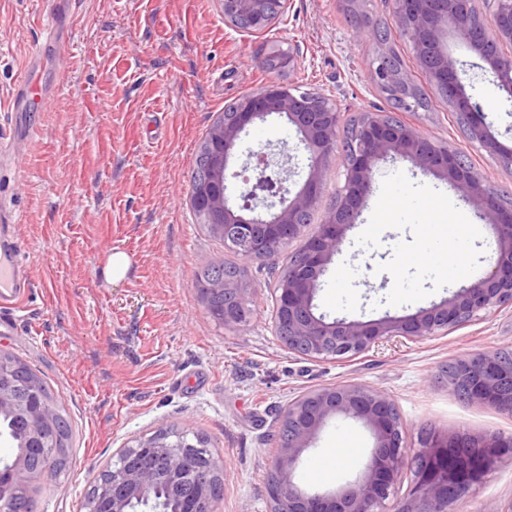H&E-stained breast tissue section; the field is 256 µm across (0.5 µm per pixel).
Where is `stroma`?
Listing matches in <instances>:
<instances>
[{
    "instance_id": "35a3bbf8",
    "label": "stroma",
    "mask_w": 512,
    "mask_h": 512,
    "mask_svg": "<svg viewBox=\"0 0 512 512\" xmlns=\"http://www.w3.org/2000/svg\"><path fill=\"white\" fill-rule=\"evenodd\" d=\"M52 9V0H0V138L12 129L11 93L42 50ZM364 9L369 22L362 26L342 0H290L268 31L255 34L225 23L219 0H75L65 22L69 37L43 71L44 83L58 89L29 113L37 134L27 151L0 159V201L17 218L13 232L32 281L23 317L0 335V349L45 382L72 431L66 470L31 492L36 512H83L93 477L116 449L162 428L208 438L223 463L215 512H270L281 413L302 392L326 385L388 394L410 454L425 433L451 428L512 437V414L459 398L440 375L462 355L512 348V304L444 336L313 359L286 349L274 327L276 288L300 240L276 261L248 262L252 311L243 327L215 321L194 287L207 263L239 261L190 206L197 151L225 105L272 80L260 61L276 50L299 56L284 83L327 95L351 118L391 112L370 68L388 46L429 100L402 120L433 142L459 148L503 204L512 203V165L469 140L465 119L419 69L391 0H365ZM378 24L389 29L387 43L375 38ZM476 89L486 124L503 148H512V116L491 75L478 76ZM267 147L287 154V187L298 191L308 157L295 129L268 119L242 134L237 151L243 158ZM433 195L473 227L459 245L466 277L494 262L493 229L447 180L407 161L384 164L321 281V312L361 321L399 316L458 289L459 280L434 263L409 260L428 252L429 238L448 236L428 223ZM115 251L125 252L131 266L114 285L103 269ZM373 443L362 422L329 420L300 457L296 480L312 485L316 460L353 454L355 465L326 482L339 486L358 474ZM488 503L512 506L511 453L449 512H482Z\"/></svg>"
}]
</instances>
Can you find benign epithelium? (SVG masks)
<instances>
[{
  "mask_svg": "<svg viewBox=\"0 0 512 512\" xmlns=\"http://www.w3.org/2000/svg\"><path fill=\"white\" fill-rule=\"evenodd\" d=\"M224 21L235 26L248 21L245 30L265 32L288 8V0H222ZM393 15L412 43L421 69L455 111L467 120L468 138L512 164V148L504 149L484 123L475 77L451 57L443 45L448 35L477 58L470 64L495 78L499 94L512 103V0H393ZM371 67L377 85L400 90L402 109L420 108L411 75L397 66L392 54L381 49ZM293 126L308 153V174L301 188L288 197L280 172L271 169L265 152H254L252 170L243 180L240 203L231 202L228 181L239 177L229 163L241 134L250 125L271 116ZM341 112L320 92H294L280 81L267 83L256 93L237 99L232 112L215 124L207 148L214 180L191 187L190 205L205 219L224 247L242 264L238 273L210 278L198 287L203 301L224 294V307L209 310L226 326L247 322L250 292L242 272L255 259L272 260L284 245L299 237L320 201L321 189L336 160L343 168L344 184L336 205L308 236L277 289L275 325L282 344L290 351L314 359L356 356L382 340H422L446 334L479 312L512 303V206L504 205L484 184L481 174L467 165L457 148L437 145L417 128L400 119L363 112L337 149ZM407 160L425 173L448 181L468 201L486 224L493 227L497 250L494 263L453 295L429 308L371 321L328 320L317 312L320 279L332 258L341 252L345 231L354 226L360 206L373 188L377 164ZM17 368L0 360V414L28 415L34 427L27 448L8 463L7 479L27 490L46 476L26 465L30 454L41 452L40 428L51 415L35 397L20 404L14 395ZM448 389L463 398L512 412V350L476 352L458 358L448 367ZM364 421L375 443L360 476L328 491L309 490L295 481L299 456L331 417ZM279 452L273 464L270 512H380L393 494L405 464L400 417L390 397L356 384L311 390L288 404L281 417ZM188 433L165 431L118 449L110 466L94 478L85 512H132L139 505L157 510L153 496L158 472L178 483L186 477ZM512 438L471 436L456 429L426 436L410 458L415 482L400 512H448V506L471 492L498 466ZM203 460L202 483L197 491L179 499L175 512H203L213 502L210 483L221 465L208 452Z\"/></svg>",
  "mask_w": 512,
  "mask_h": 512,
  "instance_id": "obj_1",
  "label": "benign epithelium"
}]
</instances>
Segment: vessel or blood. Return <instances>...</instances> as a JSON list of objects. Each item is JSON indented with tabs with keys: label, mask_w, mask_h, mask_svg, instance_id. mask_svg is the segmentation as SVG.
Returning a JSON list of instances; mask_svg holds the SVG:
<instances>
[{
	"label": "vessel or blood",
	"mask_w": 512,
	"mask_h": 512,
	"mask_svg": "<svg viewBox=\"0 0 512 512\" xmlns=\"http://www.w3.org/2000/svg\"><path fill=\"white\" fill-rule=\"evenodd\" d=\"M40 71V58H33L14 88L9 102L14 132L8 140H0V154L23 151L35 133L33 126L24 124L23 116L47 95ZM11 221L10 211L0 206V333L4 335L12 331L17 314L31 293V281L20 260L18 243L3 230Z\"/></svg>",
	"instance_id": "1"
}]
</instances>
